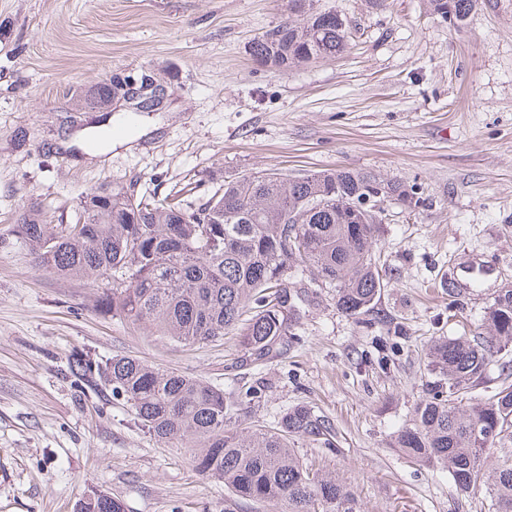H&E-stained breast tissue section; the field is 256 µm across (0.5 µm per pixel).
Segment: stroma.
<instances>
[{
  "label": "stroma",
  "instance_id": "obj_1",
  "mask_svg": "<svg viewBox=\"0 0 512 512\" xmlns=\"http://www.w3.org/2000/svg\"><path fill=\"white\" fill-rule=\"evenodd\" d=\"M346 19L340 55L289 70L251 42L286 0H0V512H74L88 486L125 512H281L203 478L187 452L134 419L111 386L72 375L70 357L128 355L233 393L253 386L252 421L307 406L333 447L304 438L305 463L337 475L361 512H489L447 470L404 460L393 440L428 399L437 337L487 333L486 307L512 285V0H478L448 27L428 0H313ZM164 90L125 143L87 103L112 76ZM369 171L416 186L424 205L384 204L388 286L375 325L305 291L300 338L259 367L238 336L185 345L105 315L100 287L36 267L14 233L23 204L72 224L86 192L178 195L196 207L225 178ZM483 287L448 289L476 258Z\"/></svg>",
  "mask_w": 512,
  "mask_h": 512
}]
</instances>
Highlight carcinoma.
Instances as JSON below:
<instances>
[{
  "mask_svg": "<svg viewBox=\"0 0 512 512\" xmlns=\"http://www.w3.org/2000/svg\"><path fill=\"white\" fill-rule=\"evenodd\" d=\"M475 0H430L448 26L462 24ZM347 45L344 19L288 0V17L254 39L250 54L288 69L334 57ZM385 183L389 199L414 211L417 187L383 181L370 172L316 171L289 180L256 172L224 181L197 208L176 198L150 202L114 187L80 200L73 224H52L28 206L13 232L35 266L95 285L102 313L184 344L213 342L239 331L245 362L265 364L294 343L301 297L293 279L331 291L336 308L357 322L371 315L387 283L374 250L379 225L360 220L354 207ZM489 335L436 340L438 379L417 405L411 426L395 444L414 462L448 470L463 494L482 491L491 512H512V458L492 462L491 451L512 442V385L485 399L464 401L484 378L489 359L512 342V289L499 291L486 311ZM70 370L112 386L142 427L159 441L187 449L195 470L224 483L232 495L282 504L285 512H360L357 496L333 473L299 457L294 441L333 445L331 429L307 407L285 412L271 425H244L237 396L207 382L115 357L100 365L74 358ZM75 512H123L121 502L91 489Z\"/></svg>",
  "mask_w": 512,
  "mask_h": 512,
  "instance_id": "1",
  "label": "carcinoma"
}]
</instances>
